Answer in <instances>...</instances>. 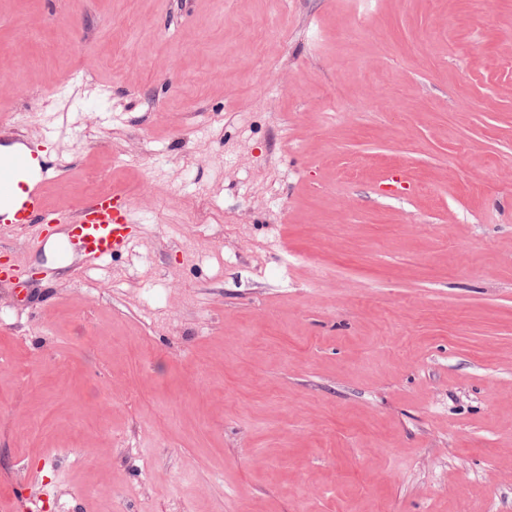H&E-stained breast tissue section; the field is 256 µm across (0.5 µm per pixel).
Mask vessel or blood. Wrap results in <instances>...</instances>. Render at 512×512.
Masks as SVG:
<instances>
[{
	"instance_id": "1",
	"label": "vessel or blood",
	"mask_w": 512,
	"mask_h": 512,
	"mask_svg": "<svg viewBox=\"0 0 512 512\" xmlns=\"http://www.w3.org/2000/svg\"><path fill=\"white\" fill-rule=\"evenodd\" d=\"M44 171L24 155L0 157V207L11 204L12 222L23 226L35 219L63 225L66 241L85 258L97 260L127 249L133 235V200L121 188L97 195L77 212H48L40 190Z\"/></svg>"
}]
</instances>
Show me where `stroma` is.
<instances>
[{"label":"stroma","mask_w":512,"mask_h":512,"mask_svg":"<svg viewBox=\"0 0 512 512\" xmlns=\"http://www.w3.org/2000/svg\"><path fill=\"white\" fill-rule=\"evenodd\" d=\"M16 142L137 226L0 229L16 512H512V0H0Z\"/></svg>","instance_id":"1"}]
</instances>
